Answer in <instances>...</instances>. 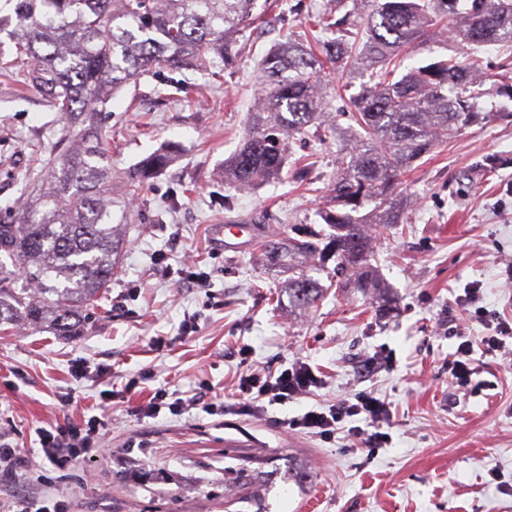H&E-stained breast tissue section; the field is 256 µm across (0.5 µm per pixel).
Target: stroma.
Segmentation results:
<instances>
[{"label": "stroma", "mask_w": 512, "mask_h": 512, "mask_svg": "<svg viewBox=\"0 0 512 512\" xmlns=\"http://www.w3.org/2000/svg\"><path fill=\"white\" fill-rule=\"evenodd\" d=\"M334 7L266 0L232 70L215 78L159 67L109 103L101 121L109 193L124 194L127 172L147 155L173 154L138 190L110 290L75 334L26 324L0 332V431L27 457L17 474L0 476L1 503L54 497L68 512H512V356L481 344L499 321L512 323V164L490 177L474 169L486 154L512 161V121L466 128L407 174L403 222L372 233L382 290L337 287L326 249L307 262L324 296L306 309L289 305L281 252L324 228L336 148L353 126L337 94L347 73L325 74L333 128L291 143L308 188L287 168L247 190L224 177L262 87V55L311 39L309 16ZM455 54L478 57L489 75L512 62V48L441 36L411 61ZM72 137L23 75H0V208L35 193L38 170L58 164ZM228 224L244 235L225 238ZM189 262L210 274L209 287L179 285ZM469 288L477 303L464 302ZM463 324L486 383L479 392L452 371ZM298 358L321 372L323 389L260 416L235 410L241 375ZM81 364L97 378L79 377ZM204 383L225 413H136L156 391L183 397ZM359 391L391 407L385 447L357 446L344 428L325 442L283 425ZM99 413L103 455L66 470L45 459L37 428Z\"/></svg>", "instance_id": "35a3bbf8"}]
</instances>
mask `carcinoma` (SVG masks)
<instances>
[{
	"label": "carcinoma",
	"mask_w": 512,
	"mask_h": 512,
	"mask_svg": "<svg viewBox=\"0 0 512 512\" xmlns=\"http://www.w3.org/2000/svg\"><path fill=\"white\" fill-rule=\"evenodd\" d=\"M0 15L11 58L0 54V70L17 65L42 91L69 128L76 145L59 168L47 173V187L33 199L5 207L0 220V253L21 268L0 266V327L20 320L46 323L58 336L80 325L77 307L92 308L112 282L122 247L116 202L104 189L112 180L98 116L120 91L153 68L205 70L225 61L237 37L256 19V0H8ZM364 11L365 32L352 31L349 18ZM339 18L317 15L310 27L339 33L334 44L313 47L288 41L265 58L261 93L246 136L224 162V175L241 188L279 176L290 139L328 121L325 69L352 67L360 85L349 81L359 130L336 154L321 220L334 230L336 274L346 288H378L368 263L370 227L400 222L406 199L402 178L409 168L471 124L512 118V65L492 77L478 60L435 58L401 76L403 51L438 32L476 47H512V0H336ZM168 157L154 153L129 172L133 195L161 172ZM507 162L488 155L477 164L494 175ZM315 243L296 240L289 264L288 295L311 305L316 282L300 268Z\"/></svg>",
	"instance_id": "obj_1"
}]
</instances>
